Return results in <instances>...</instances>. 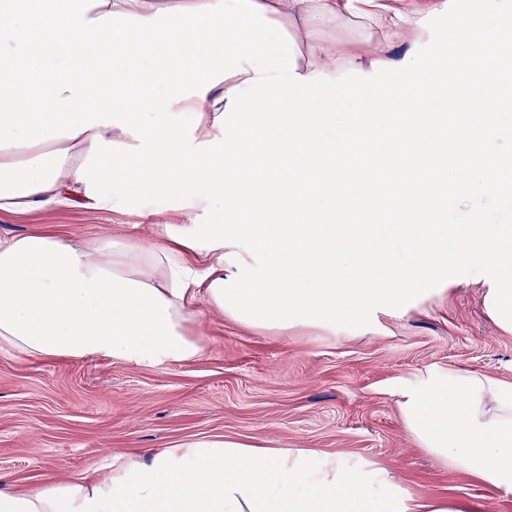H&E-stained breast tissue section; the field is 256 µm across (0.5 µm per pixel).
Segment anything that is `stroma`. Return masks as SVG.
Returning <instances> with one entry per match:
<instances>
[{
	"mask_svg": "<svg viewBox=\"0 0 512 512\" xmlns=\"http://www.w3.org/2000/svg\"><path fill=\"white\" fill-rule=\"evenodd\" d=\"M221 221L158 199L142 209L0 214V238L51 232L91 243L112 233L150 247L158 225ZM424 261L433 276L349 324L266 330L202 311L193 332L205 351L189 362L31 359L0 348V476L34 488L111 455L226 437L369 465L415 500L448 496L477 512H512V494L425 453L401 417L402 393L435 375L474 372L512 383V331L483 307L490 278L474 279L444 237Z\"/></svg>",
	"mask_w": 512,
	"mask_h": 512,
	"instance_id": "35a3bbf8",
	"label": "stroma"
}]
</instances>
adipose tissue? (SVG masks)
<instances>
[{"label": "adipose tissue", "mask_w": 512, "mask_h": 512, "mask_svg": "<svg viewBox=\"0 0 512 512\" xmlns=\"http://www.w3.org/2000/svg\"><path fill=\"white\" fill-rule=\"evenodd\" d=\"M458 33L433 46L440 9ZM512 0H0V213L108 210L161 196L220 213L165 225L141 248L110 234L0 239V346L34 359L98 355L188 362L199 308L257 328L353 321L430 276L424 257L447 197L473 230L445 233L466 263L498 257L487 301L512 331V229L480 223L512 185L496 127ZM444 73L440 89L428 82ZM440 93L444 108L428 101ZM455 128L473 153L435 154ZM352 158L325 163L316 129ZM123 188L108 195L105 183ZM219 183L213 197L206 188ZM385 202L379 229L406 263L387 280L352 256L350 228ZM343 232L324 238L325 230ZM290 257L287 277L269 271ZM400 410L428 454L512 493V384L470 372L430 378ZM0 512H466L412 502L378 470L304 450L209 437L110 456L34 489L0 478Z\"/></svg>", "instance_id": "obj_1"}]
</instances>
